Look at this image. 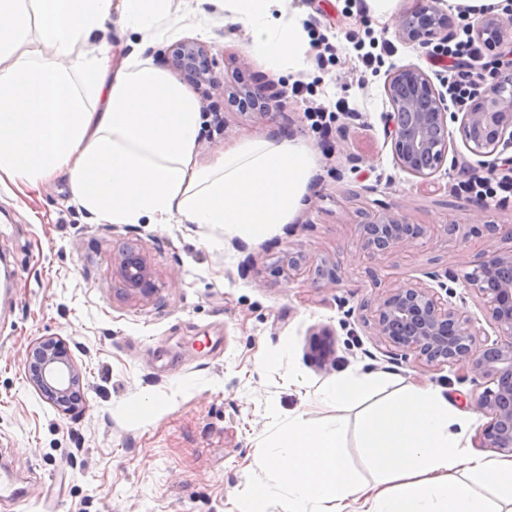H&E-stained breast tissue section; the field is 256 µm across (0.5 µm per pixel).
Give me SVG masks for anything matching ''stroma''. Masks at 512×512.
<instances>
[{
	"mask_svg": "<svg viewBox=\"0 0 512 512\" xmlns=\"http://www.w3.org/2000/svg\"><path fill=\"white\" fill-rule=\"evenodd\" d=\"M302 17L306 71L270 67L248 48L238 24L220 6L173 0L178 20L147 54L165 66L169 47L185 40L208 45L213 84L194 90L202 112L219 109L196 148L197 165L213 164L247 139L298 137L313 150L317 171L306 206L291 223L256 237L212 224H100L72 202L66 176L37 187L0 184V257L19 273L0 305V458H6L22 500L0 512H238L247 498L261 512H289L288 494L257 461L289 419H339L342 445L358 477L372 480L360 428L369 400L334 408L317 400L320 387L347 373H382V395L408 387L439 391L466 420L463 441L482 453L485 416L473 407L482 382L461 366L427 367L396 360L378 341L368 305L396 279L425 281L454 273L452 287L474 322L477 341L494 339L480 296L463 277L485 253L501 247L486 224H511L512 201L494 206L465 198L458 181L487 173L457 123L449 160L431 185L396 167L384 136L390 106L384 84L393 68L428 74L434 47L398 41L354 0H293ZM330 37L334 62L318 65L314 45ZM392 42L379 71L366 70L357 43ZM277 89L268 112L225 105L236 76ZM309 86L305 98L291 87ZM346 99L356 112L337 115L322 137L307 106ZM392 213L430 226L433 236L369 258L360 235L363 215ZM454 231H447V224ZM133 247L149 259L158 290L151 298L122 295L115 259ZM314 266H338L334 285L281 270L288 253ZM334 334L335 360L309 358L313 332ZM69 340L83 372L87 404L60 416L27 383L24 361L37 338Z\"/></svg>",
	"mask_w": 512,
	"mask_h": 512,
	"instance_id": "35a3bbf8",
	"label": "stroma"
}]
</instances>
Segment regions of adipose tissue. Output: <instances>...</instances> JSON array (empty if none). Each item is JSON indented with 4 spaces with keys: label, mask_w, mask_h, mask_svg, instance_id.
Returning <instances> with one entry per match:
<instances>
[{
    "label": "adipose tissue",
    "mask_w": 512,
    "mask_h": 512,
    "mask_svg": "<svg viewBox=\"0 0 512 512\" xmlns=\"http://www.w3.org/2000/svg\"><path fill=\"white\" fill-rule=\"evenodd\" d=\"M173 0H0V180L34 185L63 172L75 203L102 224H218L266 234L305 207L316 160L297 138L254 139L197 166V99L165 70L129 51L118 66L79 53L119 13L155 38ZM242 25L249 48L274 67L305 68L303 28L284 0H211ZM37 19L41 50L13 46ZM349 373L320 392L341 406L386 384ZM457 415L437 391L412 388L363 420L362 452L378 474L357 481L337 419L298 415L259 468L285 487L290 512H512V457L474 454L450 427Z\"/></svg>",
    "instance_id": "obj_1"
}]
</instances>
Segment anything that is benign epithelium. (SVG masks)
Segmentation results:
<instances>
[{"instance_id": "obj_1", "label": "benign epithelium", "mask_w": 512, "mask_h": 512, "mask_svg": "<svg viewBox=\"0 0 512 512\" xmlns=\"http://www.w3.org/2000/svg\"><path fill=\"white\" fill-rule=\"evenodd\" d=\"M448 14L436 0L398 17L396 35L405 43L428 46L435 38L446 41ZM475 37L495 48L512 37V23L499 16L483 19ZM174 69L184 80L201 86L213 82L214 59L206 45L183 41L170 47ZM390 111L384 113L385 137L393 159L403 171L429 180L448 159V122L459 123L463 141L478 156L498 159L499 147L512 146V90L493 81L470 94L461 112H451L447 94L418 66L396 67L384 84ZM252 103V109L268 108L272 94L261 85L244 83L234 93ZM369 257L385 255L413 244L426 229L407 218L385 213L362 225ZM115 275L129 295L151 297L156 284L151 264L139 252L128 249L118 258ZM466 288L484 301L486 318L496 339L476 342L472 318L444 299L436 289L402 280L378 294L373 309L374 335L402 356L428 366L463 364L484 380L475 399L476 409L489 421L481 430L482 446L512 456V246L496 249L464 275ZM35 358L26 366V379L34 391L61 415L80 411L84 401L73 398L82 386V371L70 345L61 336H44L34 348ZM327 330L316 333L311 354L324 366L334 355Z\"/></svg>"}]
</instances>
